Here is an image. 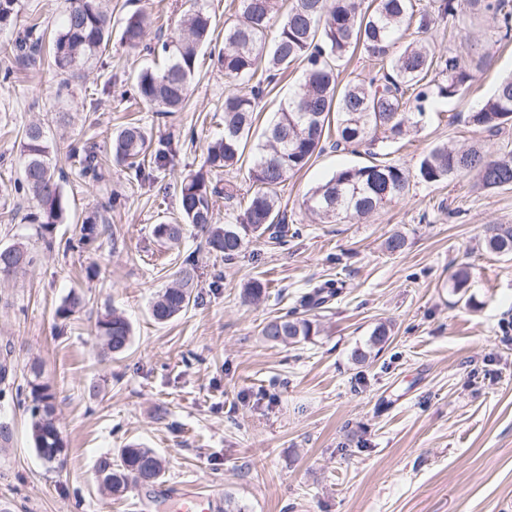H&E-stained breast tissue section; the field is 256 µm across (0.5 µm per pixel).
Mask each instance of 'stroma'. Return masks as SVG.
<instances>
[{
	"label": "stroma",
	"instance_id": "stroma-1",
	"mask_svg": "<svg viewBox=\"0 0 512 512\" xmlns=\"http://www.w3.org/2000/svg\"><path fill=\"white\" fill-rule=\"evenodd\" d=\"M70 0H19L18 18L0 32L10 47L30 16L56 26ZM186 0H112L108 52L68 86L45 64L19 66L0 79V246L34 247L27 274L0 284V350L11 349L16 387L40 364L55 397L67 448L62 466L45 465L29 437L27 404L0 400V423L13 439L0 450V503L10 512H176L165 488L194 485L232 496L241 512H512V260L484 246L487 228L512 224V189L482 191L470 178L426 183L357 223L321 224L303 206L312 186L347 166L369 164L365 151L328 150L279 189L290 233L284 244L257 241L227 261L186 228L179 244L159 241L155 224L179 215L178 186L199 171L207 143L224 132L229 87L209 49L182 111L164 117L132 96L137 72L159 66L120 41L136 10L157 15L151 44L176 36ZM437 52L449 46L490 56L468 92L441 111H409V135L388 162L417 171L438 145L512 146V124L497 135L468 124V113L512 74V42L475 20L449 33L440 23ZM139 122L173 152L142 185L125 168L78 178L84 149L111 151L123 123ZM40 121L67 175L68 208L46 251L26 220L35 209L19 191L24 124ZM108 231L87 252H66L82 220L111 195ZM402 252L384 247L393 232ZM197 266L199 303L155 323L150 302L175 283L186 257ZM467 270L465 288L452 276ZM254 280L265 293L246 301ZM340 292L312 311L319 332L298 344H270L260 329L297 307L317 286ZM83 308L58 316L71 291ZM122 311L134 338L123 355H103L91 329L107 310ZM393 334L363 363L373 328ZM128 444L166 462L159 484L123 497L102 495L95 463Z\"/></svg>",
	"mask_w": 512,
	"mask_h": 512
}]
</instances>
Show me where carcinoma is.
I'll list each match as a JSON object with an SVG mask.
<instances>
[{
    "label": "carcinoma",
    "instance_id": "obj_1",
    "mask_svg": "<svg viewBox=\"0 0 512 512\" xmlns=\"http://www.w3.org/2000/svg\"><path fill=\"white\" fill-rule=\"evenodd\" d=\"M462 0H291L281 13V0H240V16L224 27V49L218 53L217 68L236 89L224 96V134L209 142L204 166L183 179L180 185V216L174 222L154 226V235L165 242L181 240L184 225L191 224L205 234L209 251L232 260L247 245L262 237L276 242L287 236L285 212L280 210L277 190L288 178L305 168L325 146L376 145L386 148L404 139L410 126L404 117L407 105L425 112L426 105L463 95L476 74L489 66L485 56L466 58L457 53L438 55L429 35L440 21L460 20ZM471 15L482 19L500 38H512V0H467ZM18 0H0V31L14 25ZM112 15L105 0H75L50 38V65L55 70L74 72L89 60L102 56L110 43ZM151 15L136 12L126 19L122 40L131 49L150 51L145 43ZM177 37L161 44L165 63L140 70L133 85L136 99L158 114L176 112L187 102L197 75L201 48L211 42L212 19L202 0H192L180 18ZM412 31L413 40L395 51L402 33ZM43 22L34 19L10 48L14 59L36 63L43 52ZM362 49L382 66L364 80L340 84L338 63ZM303 65L296 91L276 113L275 119L252 149L247 171L249 188L239 194L233 184L223 187L209 174L236 166L243 158L264 96L263 83L283 77L296 65ZM265 81L251 83L258 71ZM512 120V76L499 82L468 116V122L490 134ZM25 158L20 189L37 202L28 219L38 236L53 245L56 224L66 210L62 191L63 172L54 162L44 127L25 126L20 141ZM169 152L151 149L147 129L137 121L125 123L112 137V159L129 170L130 180H146L145 160L161 166ZM102 159L86 151L80 176L98 179ZM473 176L484 190L512 187V148L496 153L480 147L433 148L420 161L418 176L427 183ZM410 175L403 167L382 162L344 167L312 188L304 205L322 223H341L363 218L383 205L405 195ZM237 211L235 221L224 226L216 222L219 200ZM106 227L97 216H87L79 227L78 243L86 245ZM486 248L504 257L512 256V224H494L485 235ZM35 262L28 247L15 243L0 247V279L26 273ZM177 283L160 292L150 313L166 323L188 309L196 299L195 260L186 258L176 273ZM334 287L320 288L304 303V311L322 307L336 296ZM92 333L110 354L125 352L131 343L132 326L120 312L110 310L97 318ZM318 333L317 325L305 316L284 315L267 321L260 334L271 343L295 344ZM15 365L10 352L0 356L1 386L11 384ZM41 367L29 369V435L39 458L49 467L58 464L66 443L54 416V396L41 381ZM164 474L162 459L150 448L127 445L120 449L119 462L104 455L96 463L100 490L119 495L132 485L149 486Z\"/></svg>",
    "mask_w": 512,
    "mask_h": 512
}]
</instances>
